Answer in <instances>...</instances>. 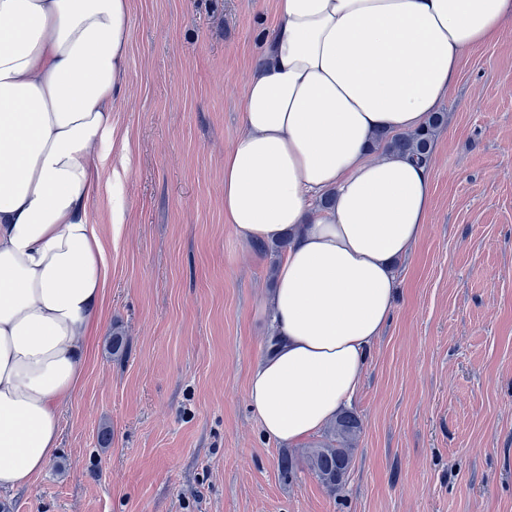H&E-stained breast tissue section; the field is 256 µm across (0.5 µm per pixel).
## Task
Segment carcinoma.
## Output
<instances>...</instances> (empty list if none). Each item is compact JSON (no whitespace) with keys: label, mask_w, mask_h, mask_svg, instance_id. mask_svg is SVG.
I'll return each instance as SVG.
<instances>
[{"label":"carcinoma","mask_w":512,"mask_h":512,"mask_svg":"<svg viewBox=\"0 0 512 512\" xmlns=\"http://www.w3.org/2000/svg\"><path fill=\"white\" fill-rule=\"evenodd\" d=\"M443 115L434 113L425 125L411 133L391 134L381 131L375 141L392 151L412 158L431 156L430 143L436 129L442 124ZM359 418L352 412H344L335 422L332 430L334 442L311 448L306 453V465L320 483L329 491L334 492L342 485L347 476L352 456L348 443L360 432Z\"/></svg>","instance_id":"carcinoma-1"}]
</instances>
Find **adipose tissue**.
Masks as SVG:
<instances>
[{
	"label": "adipose tissue",
	"mask_w": 512,
	"mask_h": 512,
	"mask_svg": "<svg viewBox=\"0 0 512 512\" xmlns=\"http://www.w3.org/2000/svg\"><path fill=\"white\" fill-rule=\"evenodd\" d=\"M242 133L224 154V221L287 240L276 342L247 399L298 444L350 405L392 316L397 259L426 230L432 165L373 152L448 101L463 55L512 32V0H277ZM131 0H0V489L58 446L107 282L87 208L126 86ZM332 194L328 208L314 201Z\"/></svg>",
	"instance_id": "ef3b65f1"
}]
</instances>
